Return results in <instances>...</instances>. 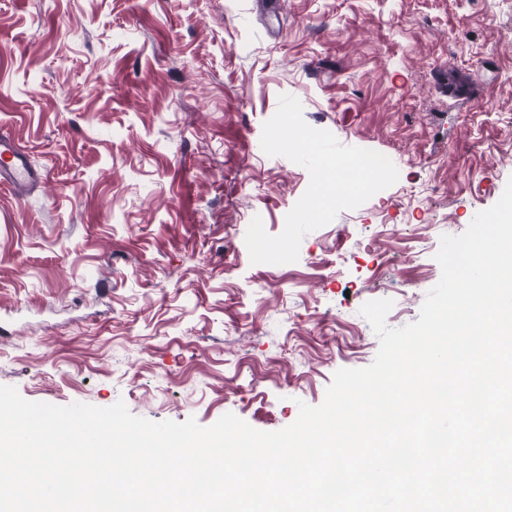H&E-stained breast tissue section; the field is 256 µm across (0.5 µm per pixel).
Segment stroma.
I'll return each mask as SVG.
<instances>
[{"mask_svg": "<svg viewBox=\"0 0 512 512\" xmlns=\"http://www.w3.org/2000/svg\"><path fill=\"white\" fill-rule=\"evenodd\" d=\"M283 94L399 178L254 264L310 183L261 147ZM0 134L44 176L0 187V385L276 431L374 361L365 302L418 320L512 179V0H0Z\"/></svg>", "mask_w": 512, "mask_h": 512, "instance_id": "1", "label": "stroma"}]
</instances>
